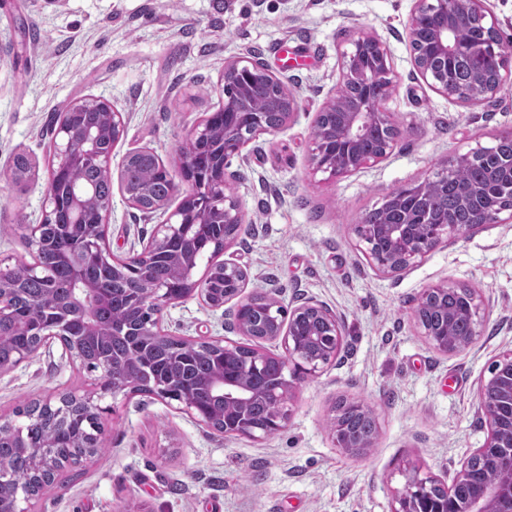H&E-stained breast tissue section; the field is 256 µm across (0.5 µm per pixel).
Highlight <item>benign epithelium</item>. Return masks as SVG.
<instances>
[{"label": "benign epithelium", "mask_w": 512, "mask_h": 512, "mask_svg": "<svg viewBox=\"0 0 512 512\" xmlns=\"http://www.w3.org/2000/svg\"><path fill=\"white\" fill-rule=\"evenodd\" d=\"M431 16L430 45L434 56L443 63L458 55L463 48L457 42L458 30L481 24L491 33H499L497 19L487 12L481 0H414L408 22L411 45L420 41L422 20ZM352 48L341 53L340 86L356 88L358 92L345 98L335 94L317 112L314 126L318 137L312 140L309 169L329 179L368 168L384 159L405 137V129L385 110V102L395 90L396 80L392 55L377 37L363 32L351 42ZM414 72L437 93L464 104H478L501 92L512 83V68L482 67L479 84L473 90H461L448 83L444 69L434 67L430 60L413 53ZM219 88H229L219 107L192 126L187 138L198 142L203 152L192 157H180L176 170L168 168L156 151L140 149L129 152L122 164L127 167L144 156L152 158L157 170L167 176L169 194L153 198L123 189L126 202L149 217L162 210L166 219L155 226L148 243L141 249L130 248L122 255L116 271L135 270L142 275V293L137 307L150 316L133 350L140 356L151 354L154 347L169 335L161 329L164 309L174 301L197 294L211 309L225 310L232 316L233 329L252 342L279 345L280 355L259 351L231 339L215 340L224 349V364L248 357L253 362L275 361L278 369L263 373L253 386L240 383L231 371H213L203 385L206 394L224 400V414L208 427L226 437L261 441L290 421V403L298 385L334 365L344 351V322L326 306L305 301L288 309L278 299L276 288H256L247 291L249 275L242 264L227 259L216 263L211 273L200 279L191 278L196 267V251L191 247L172 257L166 246L175 236L190 242L194 224L209 225L213 240L227 248L238 238L248 235L252 225L238 197L228 191L238 173L228 171L230 160L242 156L255 139L275 136L288 128L300 110L298 99L288 91L286 78L275 74L264 63L248 57H235L224 62L218 80ZM126 130L122 112L103 97L76 99L68 104L54 128L56 163L48 173L46 201L39 223L31 226L35 234L43 224H82L84 238L97 239L107 228L112 216L108 201L93 213L84 210L83 200L94 193L91 184L79 178L80 170L88 167H110L112 148ZM482 155L496 168L512 173V155L494 153L490 146H479L458 156L461 161ZM448 188L447 170L435 177L404 190H394L387 202L395 207L400 220L395 224L360 225L353 227L358 241L367 244L365 250L374 269L384 277H393L418 259L426 257L451 237L460 236L454 212L442 214L435 224H417L414 212L429 185ZM470 209V225L512 222V206L491 212L478 202L480 186L460 190ZM181 196L173 210H168L172 198ZM172 262L185 284L181 295L160 294V289L148 277L156 263ZM73 285V306L64 321H79L81 335L94 334L96 296L87 286L83 270H70ZM464 292L466 310H445L446 319L454 322L468 318V329L461 336H448L427 322L424 303L435 301L448 306V294ZM482 298L471 288L453 283L433 285L423 289L411 312L418 335L432 349L444 355L457 354L473 348L483 335ZM129 362L114 360L107 372L112 383H103L102 391L128 389ZM273 395L281 400L276 414L267 422L257 421L251 404L261 396ZM180 410L189 414L201 405L193 388L178 394ZM477 408L485 416L488 430L483 444L457 469L449 481L424 472L418 466L405 470V483L395 492L397 507L392 512H502L503 492L512 488V349L502 352L490 368V376L480 380L477 388ZM365 418L377 425L375 411L362 399L341 396L332 406V434L336 446L345 454L361 456L375 447L377 439L356 434L354 423ZM66 462L59 461L50 451V444L30 450L26 471L31 482L26 490H4L0 481V512H25L20 499H29L46 487L64 489L61 481Z\"/></svg>", "instance_id": "benign-epithelium-1"}]
</instances>
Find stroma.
<instances>
[{
    "mask_svg": "<svg viewBox=\"0 0 512 512\" xmlns=\"http://www.w3.org/2000/svg\"><path fill=\"white\" fill-rule=\"evenodd\" d=\"M413 0H0V267L31 263L30 227L41 218L54 161V123L66 104L103 96L126 119L112 150L150 148L177 167L191 127L219 104L224 62L256 55L284 74L302 110L289 127L232 159V182L254 235L226 258L246 264L250 287L276 288L283 305H327L346 326L337 365L303 382L288 426L255 442L214 434L177 401L102 393L55 341L0 373V422L31 403L94 396L106 451L65 470L26 512H391L408 465L438 477L460 468L487 435L477 412L480 379L512 349V223L484 224L449 239L400 275L370 265L352 232L393 190L423 181L447 161L488 146L512 127V89L477 106L433 91L411 65ZM390 49L397 74L385 104L405 138L377 164L335 180L310 175L318 108L339 86L340 54L357 33ZM25 154L30 171L14 175ZM164 213L144 219L112 185V252L149 239ZM466 286L483 299V335L456 355L417 335L411 310L428 286ZM230 319L192 295L170 304L163 325L188 339L233 338ZM351 395L373 407L379 437L366 455L342 453L331 407Z\"/></svg>",
    "mask_w": 512,
    "mask_h": 512,
    "instance_id": "stroma-1",
    "label": "stroma"
}]
</instances>
